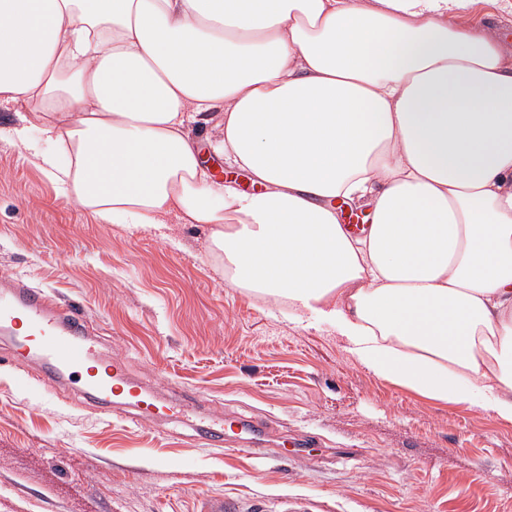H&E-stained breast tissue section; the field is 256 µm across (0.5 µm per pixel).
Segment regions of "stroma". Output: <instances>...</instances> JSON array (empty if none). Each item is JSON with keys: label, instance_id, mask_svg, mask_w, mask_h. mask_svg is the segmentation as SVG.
I'll use <instances>...</instances> for the list:
<instances>
[{"label": "stroma", "instance_id": "1", "mask_svg": "<svg viewBox=\"0 0 512 512\" xmlns=\"http://www.w3.org/2000/svg\"><path fill=\"white\" fill-rule=\"evenodd\" d=\"M512 58V13L479 0L460 17ZM41 123L0 102V277L46 289L187 417L137 420L68 383L32 393L38 355L0 336V512H512V423L376 377L328 326L227 284L205 250L209 229L178 224L182 249L106 224L62 199L12 137ZM253 422L206 447L215 418Z\"/></svg>", "mask_w": 512, "mask_h": 512}]
</instances>
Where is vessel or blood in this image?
<instances>
[{"label":"vessel or blood","mask_w":512,"mask_h":512,"mask_svg":"<svg viewBox=\"0 0 512 512\" xmlns=\"http://www.w3.org/2000/svg\"><path fill=\"white\" fill-rule=\"evenodd\" d=\"M0 334L11 337L15 353L44 358L51 375L73 378L81 393L133 406L141 419L167 411L129 379L124 360L99 364L88 325L75 308L57 305L44 289L21 280L8 283L0 294Z\"/></svg>","instance_id":"obj_1"}]
</instances>
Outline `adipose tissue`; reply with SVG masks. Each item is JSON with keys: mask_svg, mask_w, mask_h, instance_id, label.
<instances>
[{"mask_svg": "<svg viewBox=\"0 0 512 512\" xmlns=\"http://www.w3.org/2000/svg\"><path fill=\"white\" fill-rule=\"evenodd\" d=\"M477 0H0V101L60 197L206 224L233 287L512 423V61ZM260 189L213 178L190 125ZM367 208L355 237L337 201Z\"/></svg>", "mask_w": 512, "mask_h": 512, "instance_id": "ef3b65f1", "label": "adipose tissue"}]
</instances>
